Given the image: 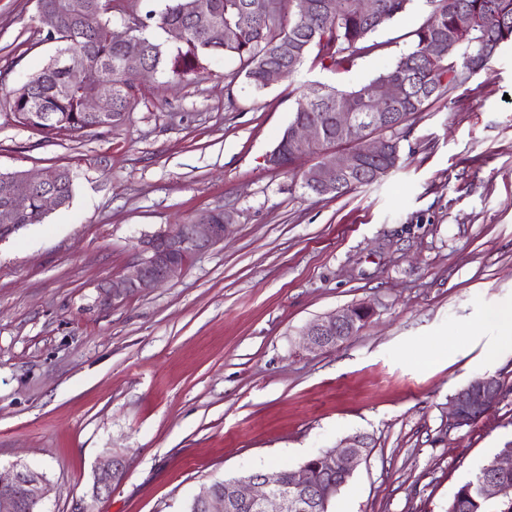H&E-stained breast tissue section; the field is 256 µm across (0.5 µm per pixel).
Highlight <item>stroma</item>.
Segmentation results:
<instances>
[{
  "instance_id": "obj_1",
  "label": "stroma",
  "mask_w": 512,
  "mask_h": 512,
  "mask_svg": "<svg viewBox=\"0 0 512 512\" xmlns=\"http://www.w3.org/2000/svg\"><path fill=\"white\" fill-rule=\"evenodd\" d=\"M168 2L122 0L111 28L139 20L175 53L148 21ZM432 9L413 0L377 51L305 60L260 91L238 61L204 57L197 81L147 90L112 132L47 137L15 121L9 92L58 44L37 0H0V172L77 174L69 205L0 242V471L42 473L41 512H184L245 465L294 469L355 434L371 449L330 512H447L512 443V344L488 318L512 303V44L411 121L377 183L316 196L267 162L308 85L371 80ZM216 208L233 214L223 243L97 304L143 237ZM356 304L372 309L356 336L303 349L310 323ZM485 374L497 404L450 426L453 395ZM112 448L125 473L94 495Z\"/></svg>"
}]
</instances>
